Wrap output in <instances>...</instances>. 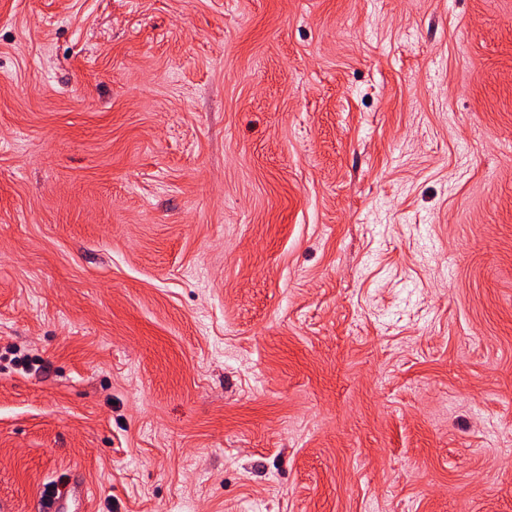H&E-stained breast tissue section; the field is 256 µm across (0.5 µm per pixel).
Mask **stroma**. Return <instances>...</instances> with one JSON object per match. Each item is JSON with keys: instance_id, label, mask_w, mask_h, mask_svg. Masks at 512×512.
Returning a JSON list of instances; mask_svg holds the SVG:
<instances>
[{"instance_id": "35a3bbf8", "label": "stroma", "mask_w": 512, "mask_h": 512, "mask_svg": "<svg viewBox=\"0 0 512 512\" xmlns=\"http://www.w3.org/2000/svg\"><path fill=\"white\" fill-rule=\"evenodd\" d=\"M512 512V0H0V512ZM70 493L60 492L52 485L41 487L34 508L35 512H78V501L81 496L75 497L70 503Z\"/></svg>"}]
</instances>
